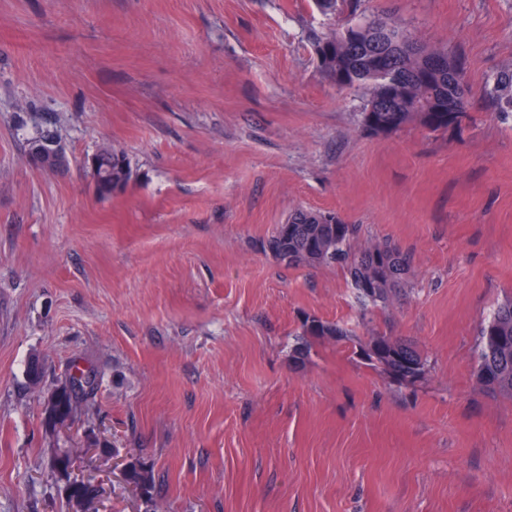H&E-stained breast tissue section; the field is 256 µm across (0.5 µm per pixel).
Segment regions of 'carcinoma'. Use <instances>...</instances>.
I'll use <instances>...</instances> for the list:
<instances>
[{
    "label": "carcinoma",
    "instance_id": "carcinoma-1",
    "mask_svg": "<svg viewBox=\"0 0 512 512\" xmlns=\"http://www.w3.org/2000/svg\"><path fill=\"white\" fill-rule=\"evenodd\" d=\"M360 0H314L327 20L321 31L309 34L320 71L340 88L362 91V126L375 134H388L409 124L430 131H445L471 118L472 93L462 62L442 46L429 45L403 26L381 14L360 12ZM356 22H337L344 11ZM488 102L498 116L512 117V68L499 71L488 93ZM98 154L108 157L112 178L97 188L102 197L122 189L131 177L128 158L110 148ZM359 225L346 224L337 215L297 209L277 226L266 241L268 252L288 254V264L318 267L341 264L352 286L365 303H386L402 294L412 267L410 254L390 240L361 252L351 251ZM349 340L340 325L309 317L303 333L295 338L292 358L297 365L308 360L316 341L336 344ZM365 363L379 373L390 368L416 373L427 360L412 344L391 336H372L359 346ZM477 381L486 391L512 396V299L500 304L481 327L477 353ZM94 384L77 370L58 388L57 409L77 417L93 394ZM73 456L56 472L68 503L79 512L78 498L91 493L87 485L75 486ZM126 483L141 496L145 512H156L154 463L143 455L124 458Z\"/></svg>",
    "mask_w": 512,
    "mask_h": 512
}]
</instances>
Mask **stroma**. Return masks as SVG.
<instances>
[{
    "label": "stroma",
    "mask_w": 512,
    "mask_h": 512,
    "mask_svg": "<svg viewBox=\"0 0 512 512\" xmlns=\"http://www.w3.org/2000/svg\"><path fill=\"white\" fill-rule=\"evenodd\" d=\"M460 56L472 118L375 135L362 94L320 72L312 0H0V512H72L51 468L144 512L100 442L155 465L163 512H512V399L476 379L484 320L512 298V120L484 96L512 65V0H362ZM51 131L66 167L36 170ZM124 153L99 196L86 161ZM297 209L413 258L364 306L339 265L263 248ZM351 340L290 349L306 317ZM413 343L399 385L355 349ZM41 367L31 381V362ZM67 432L44 425L75 369ZM49 132H41L34 138H32L29 142V150L33 143L36 141H40L32 151L31 157L33 159L34 165L37 169L47 170V169H59V168H49L45 166V163L48 159L53 158L57 153L59 146L55 144L53 140H45L46 138H52ZM53 135V134H51ZM54 136V135H53ZM96 154L108 157L111 168L106 173L112 171V181L107 177L97 188V192L102 197L112 196V193L122 189L131 177V166L128 158L110 148H102ZM57 390L58 401L56 408L64 414H71L72 419H74L81 411L82 405L93 394L94 380L91 383V380L83 371L76 370Z\"/></svg>",
    "instance_id": "35a3bbf8"
}]
</instances>
